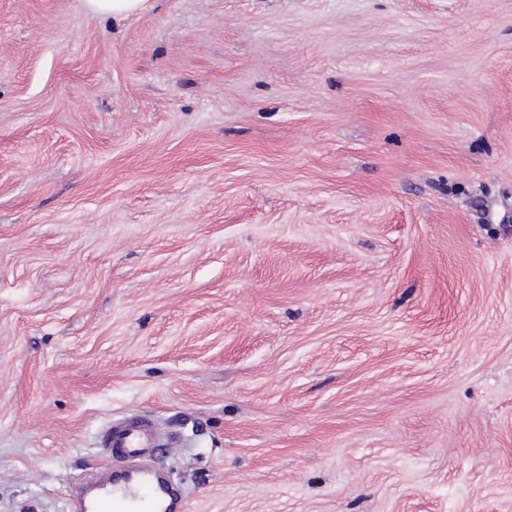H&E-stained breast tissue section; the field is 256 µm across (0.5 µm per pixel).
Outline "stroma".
Here are the masks:
<instances>
[{
	"mask_svg": "<svg viewBox=\"0 0 512 512\" xmlns=\"http://www.w3.org/2000/svg\"><path fill=\"white\" fill-rule=\"evenodd\" d=\"M127 416L181 512H512V0H0V512ZM87 10L92 14L124 17L141 12L147 8L149 0H84Z\"/></svg>",
	"mask_w": 512,
	"mask_h": 512,
	"instance_id": "1",
	"label": "stroma"
}]
</instances>
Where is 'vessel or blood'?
Returning a JSON list of instances; mask_svg holds the SVG:
<instances>
[{"instance_id": "vessel-or-blood-1", "label": "vessel or blood", "mask_w": 512, "mask_h": 512, "mask_svg": "<svg viewBox=\"0 0 512 512\" xmlns=\"http://www.w3.org/2000/svg\"><path fill=\"white\" fill-rule=\"evenodd\" d=\"M152 423L130 418L108 427L98 446L104 459H118L98 481L71 501L72 512H173L167 485L151 469L133 466V459L149 454L156 446Z\"/></svg>"}]
</instances>
